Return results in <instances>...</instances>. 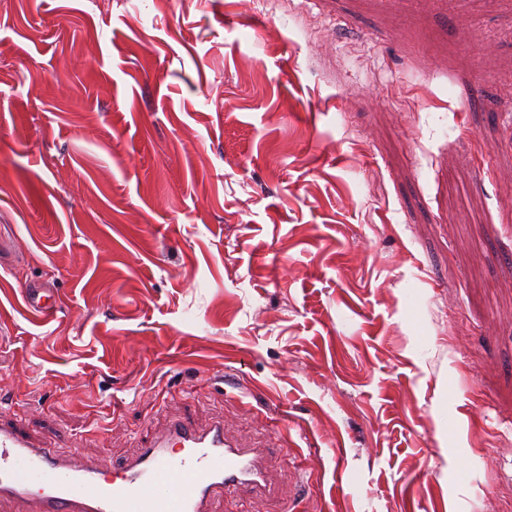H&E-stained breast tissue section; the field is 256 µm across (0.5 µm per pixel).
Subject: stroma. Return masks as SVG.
Here are the masks:
<instances>
[{"instance_id":"35a3bbf8","label":"stroma","mask_w":512,"mask_h":512,"mask_svg":"<svg viewBox=\"0 0 512 512\" xmlns=\"http://www.w3.org/2000/svg\"><path fill=\"white\" fill-rule=\"evenodd\" d=\"M179 415L224 512H512V0H0V416ZM22 292L27 309L38 317L47 315L58 307L57 296L52 288L34 284Z\"/></svg>"}]
</instances>
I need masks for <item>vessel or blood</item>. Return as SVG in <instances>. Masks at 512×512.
<instances>
[{
    "instance_id": "vessel-or-blood-1",
    "label": "vessel or blood",
    "mask_w": 512,
    "mask_h": 512,
    "mask_svg": "<svg viewBox=\"0 0 512 512\" xmlns=\"http://www.w3.org/2000/svg\"><path fill=\"white\" fill-rule=\"evenodd\" d=\"M23 297L39 317L58 306L54 290L40 285ZM267 483L261 449L232 441L220 421L203 428L172 418L111 474L0 419V512L19 503L34 512H216L221 495H257Z\"/></svg>"
}]
</instances>
